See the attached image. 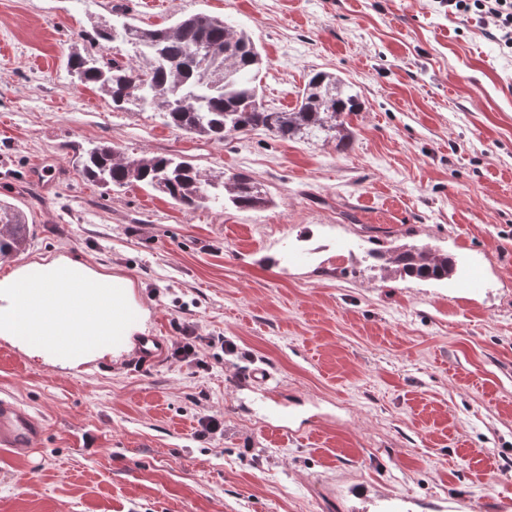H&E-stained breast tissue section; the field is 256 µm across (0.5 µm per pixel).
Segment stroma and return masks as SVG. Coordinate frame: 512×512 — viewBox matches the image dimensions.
<instances>
[{
    "instance_id": "1",
    "label": "stroma",
    "mask_w": 512,
    "mask_h": 512,
    "mask_svg": "<svg viewBox=\"0 0 512 512\" xmlns=\"http://www.w3.org/2000/svg\"><path fill=\"white\" fill-rule=\"evenodd\" d=\"M124 4L144 25L231 20L283 110L312 72L349 79L353 144H213L113 109L67 57ZM491 30L445 0H0V198L33 226L0 278L79 260L128 284L137 335L193 332L210 365L142 368L130 340L61 368L0 339V396L45 423L28 458L0 450V512H512V52ZM101 140L247 171L273 202L105 192L67 157ZM402 243L448 250L456 275L385 277L368 253ZM258 369L290 435L242 387ZM205 415L222 436L198 437Z\"/></svg>"
}]
</instances>
